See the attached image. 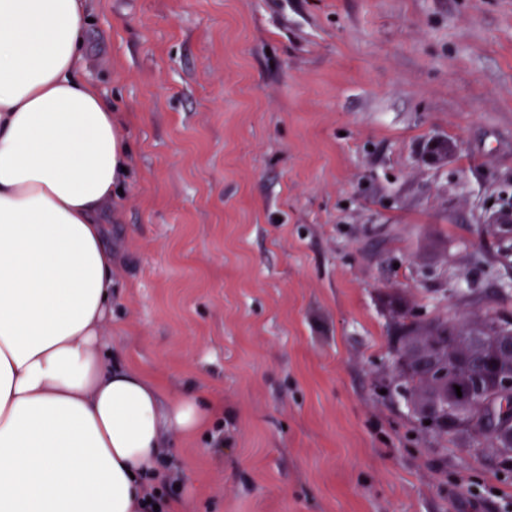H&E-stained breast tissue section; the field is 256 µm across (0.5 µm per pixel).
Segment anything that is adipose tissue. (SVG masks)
<instances>
[{
    "mask_svg": "<svg viewBox=\"0 0 512 512\" xmlns=\"http://www.w3.org/2000/svg\"><path fill=\"white\" fill-rule=\"evenodd\" d=\"M84 26L83 0H0V512H142L167 431L208 419L101 336L123 144L78 76Z\"/></svg>",
    "mask_w": 512,
    "mask_h": 512,
    "instance_id": "adipose-tissue-1",
    "label": "adipose tissue"
}]
</instances>
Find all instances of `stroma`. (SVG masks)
Masks as SVG:
<instances>
[{"mask_svg":"<svg viewBox=\"0 0 512 512\" xmlns=\"http://www.w3.org/2000/svg\"><path fill=\"white\" fill-rule=\"evenodd\" d=\"M117 119L113 362L212 397L183 512H512V459L420 425L399 297L512 318V0H88ZM436 140L456 145L430 159Z\"/></svg>","mask_w":512,"mask_h":512,"instance_id":"obj_1","label":"stroma"}]
</instances>
